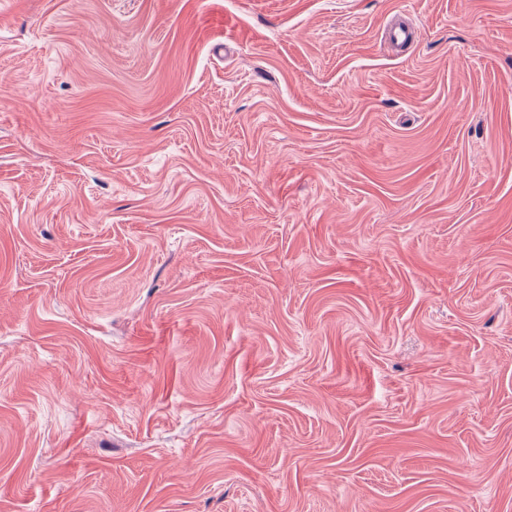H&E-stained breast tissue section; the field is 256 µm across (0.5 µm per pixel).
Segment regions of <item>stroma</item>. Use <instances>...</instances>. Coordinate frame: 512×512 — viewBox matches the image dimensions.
I'll return each instance as SVG.
<instances>
[{
	"label": "stroma",
	"instance_id": "35a3bbf8",
	"mask_svg": "<svg viewBox=\"0 0 512 512\" xmlns=\"http://www.w3.org/2000/svg\"><path fill=\"white\" fill-rule=\"evenodd\" d=\"M0 512H512V0H0ZM415 39V26L408 21H397L386 25L385 42L393 49H401Z\"/></svg>",
	"mask_w": 512,
	"mask_h": 512
}]
</instances>
